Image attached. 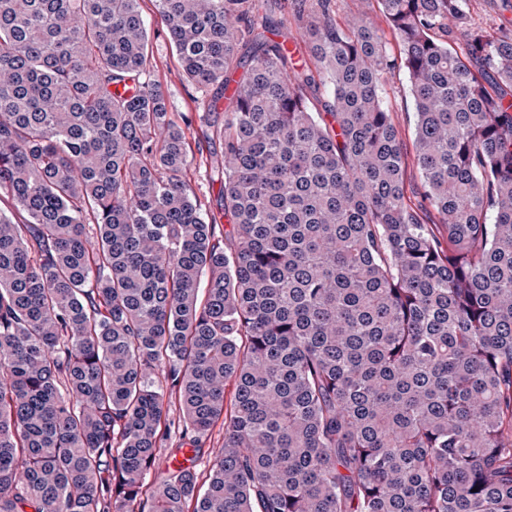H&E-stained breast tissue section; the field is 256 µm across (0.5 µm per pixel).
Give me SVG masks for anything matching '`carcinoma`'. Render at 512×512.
<instances>
[{"mask_svg": "<svg viewBox=\"0 0 512 512\" xmlns=\"http://www.w3.org/2000/svg\"><path fill=\"white\" fill-rule=\"evenodd\" d=\"M140 2L0 0V512H512V22L315 0L302 60L252 0H154L214 88L178 123ZM385 102L390 118L405 145L406 195L412 204L420 200L415 191L421 183V173L415 160L414 133L416 112L405 73L402 71L386 87ZM186 179L190 181L191 186L199 197L203 198L204 196L207 201H210L211 209L215 214H217L218 209L216 206V200L218 197L220 183L215 181L212 185L209 177L205 176L203 170L199 171L195 170L194 168H191L187 171Z\"/></svg>", "mask_w": 512, "mask_h": 512, "instance_id": "1", "label": "carcinoma"}]
</instances>
